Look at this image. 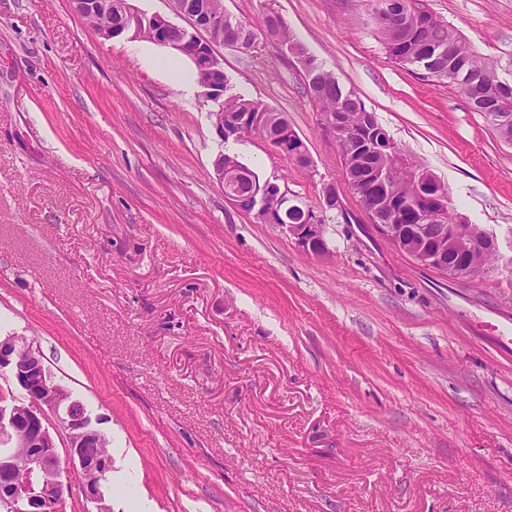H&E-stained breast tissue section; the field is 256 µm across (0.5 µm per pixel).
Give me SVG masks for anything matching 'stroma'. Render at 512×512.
<instances>
[{
  "mask_svg": "<svg viewBox=\"0 0 512 512\" xmlns=\"http://www.w3.org/2000/svg\"><path fill=\"white\" fill-rule=\"evenodd\" d=\"M512 58V0H425ZM278 12L402 158L493 231L480 282L417 264L350 191L301 67L272 40L217 55L285 114L311 167L216 134L192 60L103 39L72 0H0V334L32 342L110 441L112 512H512V145L458 89L386 55L347 0ZM351 216L317 255L232 205L222 153Z\"/></svg>",
  "mask_w": 512,
  "mask_h": 512,
  "instance_id": "stroma-1",
  "label": "stroma"
}]
</instances>
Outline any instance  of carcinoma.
Listing matches in <instances>:
<instances>
[{
  "label": "carcinoma",
  "instance_id": "cac0c4a2",
  "mask_svg": "<svg viewBox=\"0 0 512 512\" xmlns=\"http://www.w3.org/2000/svg\"><path fill=\"white\" fill-rule=\"evenodd\" d=\"M404 20L400 40L378 26L374 33L386 54L396 64L419 73L422 80L456 87L471 103L473 110L484 115L502 141L512 145V85L498 83L496 74L502 67L498 59L488 58L475 51L472 44L448 23L432 14L423 0H394ZM85 20L98 32L121 21L117 12L96 13ZM260 39H273L290 52L299 64L305 65V79H314L307 87L319 105L321 115L332 114L346 133L358 136L354 145L338 143L345 177L352 183L363 184L372 171L395 173L389 201L367 190L356 193L363 210L368 206L385 203L381 212L388 215L398 211L416 215L429 214L428 223L456 224L466 233L468 224L454 214L452 208L437 206L435 198L448 199L445 186L416 181L415 168L404 162L396 146L369 112L364 102L346 92L333 74L309 56L304 47L288 30L283 18L272 9L266 10L259 22H244L224 14V43H235L245 48ZM222 112L234 119L250 114L249 121L231 130L224 141L239 135L279 133L281 114L269 107L244 98L237 93H224Z\"/></svg>",
  "mask_w": 512,
  "mask_h": 512
}]
</instances>
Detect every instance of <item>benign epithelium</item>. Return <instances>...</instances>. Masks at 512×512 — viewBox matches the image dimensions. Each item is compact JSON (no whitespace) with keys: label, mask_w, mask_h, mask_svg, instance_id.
I'll return each instance as SVG.
<instances>
[{"label":"benign epithelium","mask_w":512,"mask_h":512,"mask_svg":"<svg viewBox=\"0 0 512 512\" xmlns=\"http://www.w3.org/2000/svg\"><path fill=\"white\" fill-rule=\"evenodd\" d=\"M79 13L118 10L123 17L120 25L102 34L106 40L126 32L137 33L139 22L148 19L151 40L188 56L196 67L218 75L217 86H206V96L216 110L209 118L219 136H224V113L217 110L224 99V71L214 53V46L224 44V12L202 5L201 13L187 9L176 0H170L171 12L190 21L191 28L171 21L161 14L145 16L133 8L128 0H75ZM400 15L395 9H386L372 16V24L389 30L399 28ZM216 179L227 185L226 198L236 207L256 212L270 224H276L288 211H301L298 224H282L280 228L292 236L304 249L323 254L328 251L326 226L304 205L292 203L284 192H268L270 184L253 185L240 191L242 178L249 174L239 168L224 172V162H215ZM377 229L399 248L411 243L412 258L422 266L440 269L450 276L465 275L474 254L478 251L499 252L496 235L476 226L469 228L466 242L458 239L454 224H379ZM9 370L13 381L25 392L26 401L9 407L0 405V509L3 512H53L64 486L63 468L79 472L86 500L95 503L97 512H110L105 503L101 477L110 470L111 457L107 453L87 456L85 449L97 447L104 440L91 426L90 418L79 401L58 383L45 365L40 351L33 344L16 336L0 338V370ZM59 420L68 431L67 448L61 450L49 431L52 419Z\"/></svg>","instance_id":"7a95c632"}]
</instances>
